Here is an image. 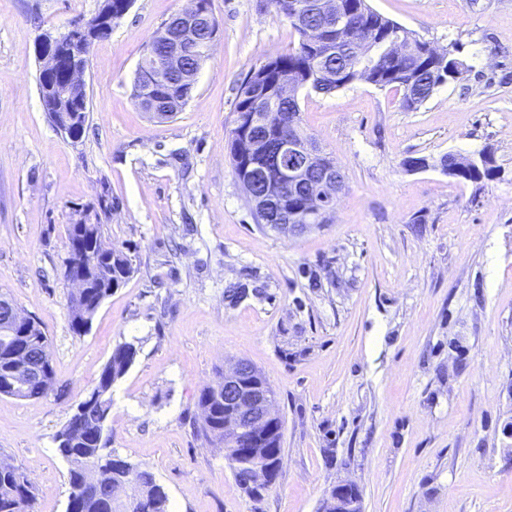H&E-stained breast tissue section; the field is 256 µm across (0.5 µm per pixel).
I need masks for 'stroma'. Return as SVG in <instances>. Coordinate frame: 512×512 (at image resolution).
<instances>
[{"label":"stroma","mask_w":512,"mask_h":512,"mask_svg":"<svg viewBox=\"0 0 512 512\" xmlns=\"http://www.w3.org/2000/svg\"><path fill=\"white\" fill-rule=\"evenodd\" d=\"M210 3L219 38L161 122L132 82L190 2L133 0L90 49L89 122L73 143L42 108L35 44L100 0H0V293L40 321L62 388L0 395V461L28 477L32 512H67L54 436L131 342L109 446L153 472L170 512H319L342 483L362 512H512V0H368L469 70L414 111L401 90L362 81L301 91L302 127L345 187L329 222L296 236L257 224L228 142L242 80L298 36L273 0ZM486 147L494 180L437 167ZM409 157L428 169L407 171ZM81 217L134 272L77 335L62 272ZM240 358L283 422L279 477L258 498L195 429L200 390Z\"/></svg>","instance_id":"obj_1"}]
</instances>
